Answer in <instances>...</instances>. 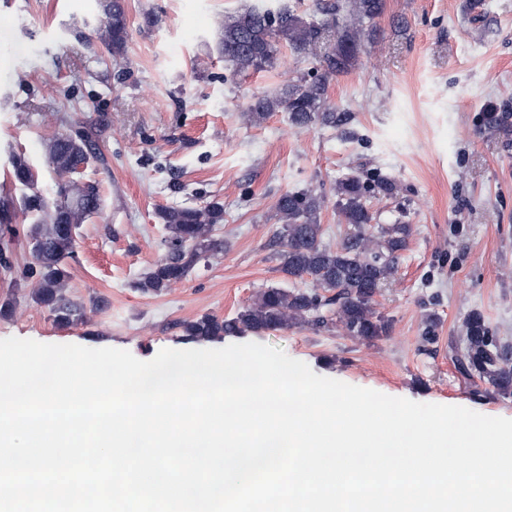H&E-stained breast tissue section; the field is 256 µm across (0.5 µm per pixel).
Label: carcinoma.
Masks as SVG:
<instances>
[{"label": "carcinoma", "instance_id": "carcinoma-1", "mask_svg": "<svg viewBox=\"0 0 512 512\" xmlns=\"http://www.w3.org/2000/svg\"><path fill=\"white\" fill-rule=\"evenodd\" d=\"M320 23L305 20L285 7L278 12L250 8L224 16L220 48L224 60L240 74L260 72L274 65L279 46L304 56L317 48L324 35L334 32L315 73L289 79L278 92L254 98L246 109L247 120L263 123L273 112L288 113L299 129L317 126L338 128L348 113L329 102V81L348 72L359 55L374 42L375 20L384 0H316ZM104 16L92 37L99 40L123 66L128 39L126 0H99ZM90 37V38H92ZM85 38V41H90ZM102 125L90 120L71 132L53 135L45 143V163L56 176V196L47 199L36 190L38 173L25 154L12 152L14 182L28 188L22 206L9 198L0 200V227L13 233L21 215L32 217L29 237L37 245L19 280L34 283L32 298L47 308L61 325L83 323L86 309L71 299L66 288L71 278L70 260L78 248L77 230L97 214L103 199L97 184L84 178L81 165L95 160L106 164L100 151ZM388 180L366 182L357 174L336 181L335 194L342 223L347 229L336 246L323 241V191H285L274 209L282 228L272 238L278 270L291 279H309L307 288H263L253 301L231 318L203 315L183 324L193 340L210 341L246 332H276L296 325L313 329L341 326L350 335L371 341L390 332L391 324L375 309V297L397 272L399 253L406 250L411 225L396 220L377 225L372 200L393 194ZM166 230L167 251L135 282L144 293L161 294L182 282L203 260L224 251L215 237L224 223V202L213 199L203 206L169 207L159 211ZM336 306L325 314L328 306ZM463 348L456 355L458 369L469 378L488 382L504 397L512 395V347L503 344L477 310L463 318Z\"/></svg>", "mask_w": 512, "mask_h": 512}]
</instances>
